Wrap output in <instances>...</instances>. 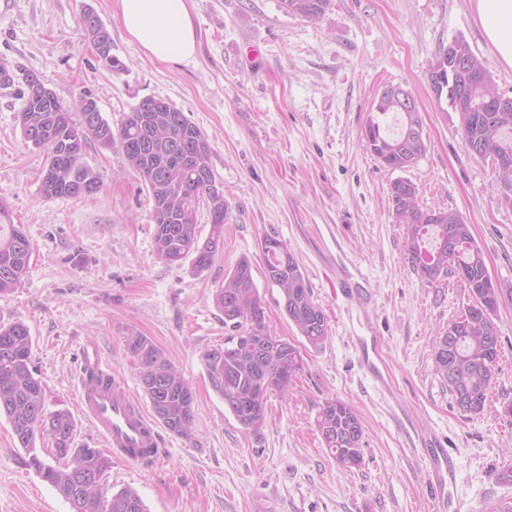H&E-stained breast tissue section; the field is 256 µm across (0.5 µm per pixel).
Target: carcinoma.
<instances>
[{
  "label": "carcinoma",
  "mask_w": 512,
  "mask_h": 512,
  "mask_svg": "<svg viewBox=\"0 0 512 512\" xmlns=\"http://www.w3.org/2000/svg\"><path fill=\"white\" fill-rule=\"evenodd\" d=\"M282 3L288 14L317 22L330 0ZM453 43V54L442 50L429 66L432 92L437 103H446L458 114L467 152L491 159L499 201L512 208V98L499 95L501 112L485 109L489 95H498V91L481 60H476L474 70L460 66V59L473 54L469 43L463 38ZM97 55L109 70L123 69L121 61L112 56L110 32H105L98 43ZM25 83L19 125L26 144L47 152L42 195L47 199L81 198L72 185L76 174L100 185L83 162L86 146L91 141L104 147L117 142L126 164L143 179L152 202L158 258L176 264L191 256L193 273L208 271L224 248L228 204L224 191L217 187L211 145L200 128L184 112L153 96L133 106L115 130L100 112L92 124L83 112L76 122L56 95L44 93L36 75H27ZM373 108L380 116L396 114L400 130L385 133L379 122L369 119L364 136L372 155L393 171L413 167L427 149L416 103H402L379 92ZM202 201L210 217V234L203 242L196 234L197 209ZM389 201L395 223L405 228L408 252L420 278L433 284L453 274L471 295L470 307L434 339L433 358L456 403L467 397L471 405L463 411L480 415L501 351L494 317L503 302L512 301V282L491 278L473 226L455 211L423 207L418 186L410 179L399 177L390 184ZM261 250L265 279L280 290L288 319L307 343L320 347L328 339L330 326L324 310L312 299L300 265L287 246L274 237L264 238ZM32 253V242L10 223L0 201V296L22 285ZM252 270L251 259L241 256L216 289L214 304L224 315V327L230 333L224 337V346L205 351L202 360L212 388L224 399V408L241 426L256 433L266 423V399L252 402L247 409L239 402L249 399L258 386L264 387L267 395L287 393L302 360L294 345L270 333ZM125 345L139 363L142 388L156 418L170 432L192 438L195 403L184 398L190 384L150 338L131 334L125 337ZM31 351L32 337L25 323H0V416L8 419L19 447L24 449L21 464L51 485L72 512H147L142 498L131 488L121 489L108 499L102 494H80L85 479L106 474L111 460L94 448L73 447L75 423L69 413H46L44 386L31 369ZM317 427L324 447L339 466L361 465L363 425L349 403L326 400ZM45 435L52 438L58 457L69 458L65 466L47 463L37 452L36 439Z\"/></svg>",
  "instance_id": "carcinoma-1"
}]
</instances>
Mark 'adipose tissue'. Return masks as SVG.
Segmentation results:
<instances>
[{
    "mask_svg": "<svg viewBox=\"0 0 512 512\" xmlns=\"http://www.w3.org/2000/svg\"><path fill=\"white\" fill-rule=\"evenodd\" d=\"M486 36L512 66V0H475ZM123 25L149 57L167 64L191 62L196 33L191 0H120Z\"/></svg>",
    "mask_w": 512,
    "mask_h": 512,
    "instance_id": "ef3b65f1",
    "label": "adipose tissue"
}]
</instances>
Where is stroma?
Masks as SVG:
<instances>
[{"instance_id": "35a3bbf8", "label": "stroma", "mask_w": 512, "mask_h": 512, "mask_svg": "<svg viewBox=\"0 0 512 512\" xmlns=\"http://www.w3.org/2000/svg\"><path fill=\"white\" fill-rule=\"evenodd\" d=\"M92 7L123 64L108 70L82 25ZM197 53L168 65L146 56L125 31L119 0H0V200L32 240L24 283L0 297V321H23L47 412L75 420V447L102 443L77 407L81 350L95 345L145 401L140 367L125 338L148 336L195 393L193 439L161 430L148 463L113 460L109 491L130 488L148 512H433L416 433L435 432L453 457V496L487 512L512 498L499 479L512 465V301L495 321L501 343L482 414L463 412L435 371L432 343L471 297L454 276L427 284L402 225L389 211L396 171L372 155L363 129L376 94L401 85L423 118L427 151L406 176L424 206L459 212L473 226L492 279L512 282V210L498 202L490 162L466 151L455 112L438 106L430 63L464 38L500 94L512 97V67L487 40L473 0H331L320 21L289 15L281 0H193ZM77 112L91 96L112 127L146 97L165 99L206 135L229 214L224 248L203 275L190 260L154 251L152 205L119 147L90 143L84 160L101 188L45 198L41 150L21 136L19 96L27 74ZM281 240L324 310L330 338L319 349L299 336L267 283L260 243ZM253 276L270 332L298 347L302 368L287 394H270L259 432L244 429L211 387L203 353L227 330L213 293L240 256ZM384 338L392 380L383 392L361 366L356 339ZM358 412L363 462L336 464L317 429L324 402ZM12 427L0 418V512H71L68 502L17 462Z\"/></svg>"}]
</instances>
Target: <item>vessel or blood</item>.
Wrapping results in <instances>:
<instances>
[{
  "instance_id": "1",
  "label": "vessel or blood",
  "mask_w": 512,
  "mask_h": 512,
  "mask_svg": "<svg viewBox=\"0 0 512 512\" xmlns=\"http://www.w3.org/2000/svg\"><path fill=\"white\" fill-rule=\"evenodd\" d=\"M358 344L363 368L378 382H385L387 367L382 355V339L363 336ZM78 408L89 418L105 447L117 458L144 462L160 455L155 422L130 395L119 376H112L107 384L81 377ZM420 446L426 461L427 479L436 492L434 512H471L466 501L450 494L456 482L457 469L447 449L442 448L439 440L431 435L421 437Z\"/></svg>"
}]
</instances>
